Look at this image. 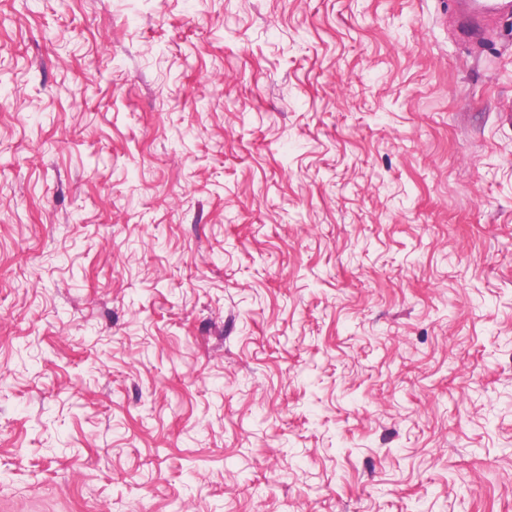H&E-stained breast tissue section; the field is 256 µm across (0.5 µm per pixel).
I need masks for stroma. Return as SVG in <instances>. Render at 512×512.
Returning <instances> with one entry per match:
<instances>
[{
  "mask_svg": "<svg viewBox=\"0 0 512 512\" xmlns=\"http://www.w3.org/2000/svg\"><path fill=\"white\" fill-rule=\"evenodd\" d=\"M0 0V512H512V22Z\"/></svg>",
  "mask_w": 512,
  "mask_h": 512,
  "instance_id": "obj_1",
  "label": "stroma"
}]
</instances>
